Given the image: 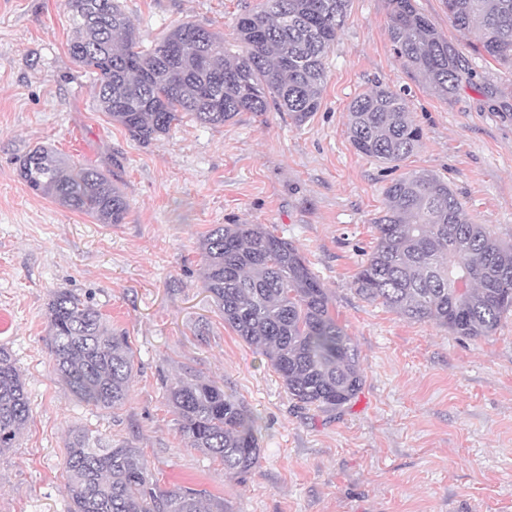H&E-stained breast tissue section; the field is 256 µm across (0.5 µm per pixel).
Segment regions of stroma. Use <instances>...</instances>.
<instances>
[{
    "label": "stroma",
    "mask_w": 512,
    "mask_h": 512,
    "mask_svg": "<svg viewBox=\"0 0 512 512\" xmlns=\"http://www.w3.org/2000/svg\"><path fill=\"white\" fill-rule=\"evenodd\" d=\"M144 44L191 20L234 44L249 0H121ZM477 71L474 35L443 0H414ZM384 0H352L329 53L320 110L304 125L269 109L234 122L183 119L148 144L101 112L94 80L69 54L63 0H0V346L25 380L30 418L0 454V512H68L70 430L141 449L158 483L189 486L227 512H512V313L493 335L458 336L357 295L384 189L428 171L464 209L512 244V116L466 88L435 96L395 57ZM401 93L424 134L390 169L358 152L349 103L375 85ZM43 145L91 164L126 196L123 223L97 224L34 194L21 156ZM215 224H262L296 245L352 337L365 383L344 409H302L260 348L224 323L200 279L199 242ZM69 288L90 297L135 352L127 401L79 402L53 370L47 304ZM223 384L255 416L260 458L246 476L190 448L165 399L187 374Z\"/></svg>",
    "instance_id": "1"
}]
</instances>
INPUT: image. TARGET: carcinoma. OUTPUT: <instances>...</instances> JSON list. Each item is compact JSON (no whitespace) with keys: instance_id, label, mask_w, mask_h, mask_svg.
<instances>
[{"instance_id":"cac0c4a2","label":"carcinoma","mask_w":512,"mask_h":512,"mask_svg":"<svg viewBox=\"0 0 512 512\" xmlns=\"http://www.w3.org/2000/svg\"><path fill=\"white\" fill-rule=\"evenodd\" d=\"M351 0H261L236 17V49L224 35L182 22L143 48L120 0H65L74 29L72 59L94 77L99 108L130 136L149 143L188 114L223 125L273 104L298 126L319 111L326 65ZM448 18L476 33L473 50L512 73V0H444ZM389 36L402 64L441 98L470 87L512 112V97L475 81L468 59L413 0H386ZM357 151L398 166L423 140L402 97L380 85L349 105ZM20 177L35 194L91 217L121 224L128 203L92 165L75 166L46 146L28 150ZM375 244L357 272L356 293L400 316L433 322L471 338L492 335L512 311V245L469 217L447 181L408 172L385 189L374 218ZM201 281L229 325L261 347L301 407L335 411L364 384L359 352L336 319L332 299L306 258L263 224H216L203 236ZM53 369L81 401L123 404L134 351L102 313L68 288L48 303ZM167 403L191 448L222 462L224 475L249 473L260 454L253 415L224 388L197 375L166 387ZM30 417L25 382L0 348V453L16 447ZM71 512H224L192 487L163 488L138 448L112 447L75 429L65 448Z\"/></svg>"}]
</instances>
